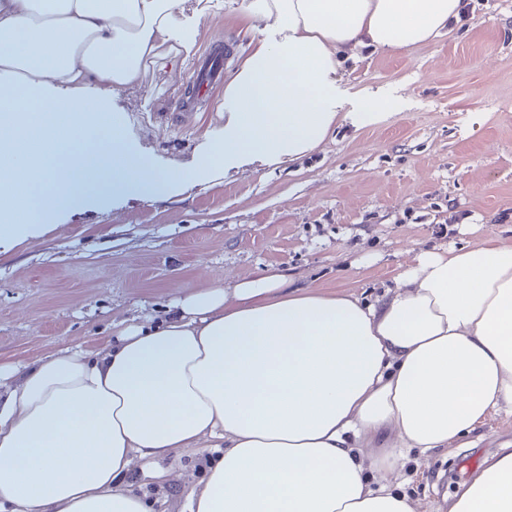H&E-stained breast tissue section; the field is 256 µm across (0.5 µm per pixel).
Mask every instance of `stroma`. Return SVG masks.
<instances>
[{"label":"stroma","mask_w":512,"mask_h":512,"mask_svg":"<svg viewBox=\"0 0 512 512\" xmlns=\"http://www.w3.org/2000/svg\"><path fill=\"white\" fill-rule=\"evenodd\" d=\"M193 52H249L253 0H204ZM342 112L387 101L383 117L344 122L292 166L231 172L172 200L99 179L61 202L53 229L0 246V362L91 347L113 322L163 318L178 288L232 282L266 268L296 285L379 296L415 249L494 236L512 244V0H469L451 32L409 51L358 48L343 64ZM223 88L196 96L193 72L159 73L116 99L126 145L161 170L185 166L224 133ZM473 448L406 451L395 490L448 512L482 461L512 441V417L488 419ZM206 455L175 459L188 478L164 493L186 512Z\"/></svg>","instance_id":"stroma-1"}]
</instances>
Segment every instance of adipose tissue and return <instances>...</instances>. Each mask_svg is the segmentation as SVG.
Returning <instances> with one entry per match:
<instances>
[{"label":"adipose tissue","instance_id":"adipose-tissue-1","mask_svg":"<svg viewBox=\"0 0 512 512\" xmlns=\"http://www.w3.org/2000/svg\"><path fill=\"white\" fill-rule=\"evenodd\" d=\"M462 0H258L224 86V136L159 172L123 146L113 97L183 70L202 0H0V240L37 234L97 174L167 201L221 173L284 165L343 120L345 52L427 44ZM89 353L0 365V512H157L171 461L207 450L189 512H422L390 489L427 452L512 416V244L419 250L375 298L268 269L179 289L164 319L112 325ZM449 512H512V448L484 460Z\"/></svg>","mask_w":512,"mask_h":512}]
</instances>
